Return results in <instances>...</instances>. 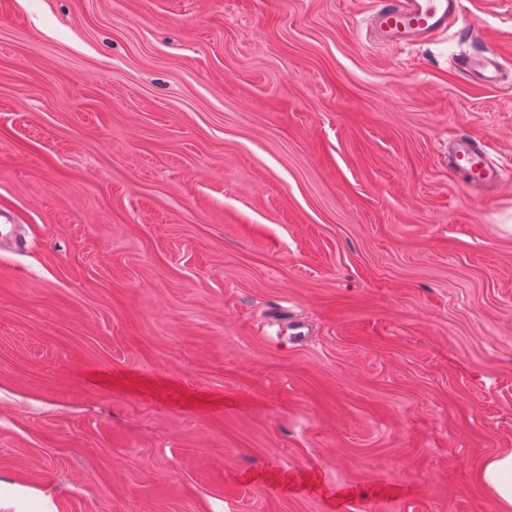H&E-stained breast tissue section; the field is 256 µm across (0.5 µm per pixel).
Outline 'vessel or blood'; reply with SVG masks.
Here are the masks:
<instances>
[{"instance_id":"b4317fda","label":"vessel or blood","mask_w":512,"mask_h":512,"mask_svg":"<svg viewBox=\"0 0 512 512\" xmlns=\"http://www.w3.org/2000/svg\"><path fill=\"white\" fill-rule=\"evenodd\" d=\"M462 19L461 0H376L368 23L375 43L409 46L434 38ZM464 68L473 79L492 83L502 64L498 53L488 47L467 57ZM448 164L453 172L462 174V183L470 190L488 194L505 180V172L491 159L486 141L476 136L449 134Z\"/></svg>"}]
</instances>
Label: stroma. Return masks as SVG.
I'll list each match as a JSON object with an SVG mask.
<instances>
[{
  "label": "stroma",
  "mask_w": 512,
  "mask_h": 512,
  "mask_svg": "<svg viewBox=\"0 0 512 512\" xmlns=\"http://www.w3.org/2000/svg\"><path fill=\"white\" fill-rule=\"evenodd\" d=\"M462 7L398 49L374 0H0L6 512H495L512 181L447 144L512 164V0ZM499 54L492 48L486 47L475 55L464 60V69L470 77L484 83H494L499 76L502 63ZM448 164L464 176L462 183L469 190L488 194L505 180L504 169L491 159L486 141L476 136L449 134Z\"/></svg>",
  "instance_id": "stroma-1"
}]
</instances>
